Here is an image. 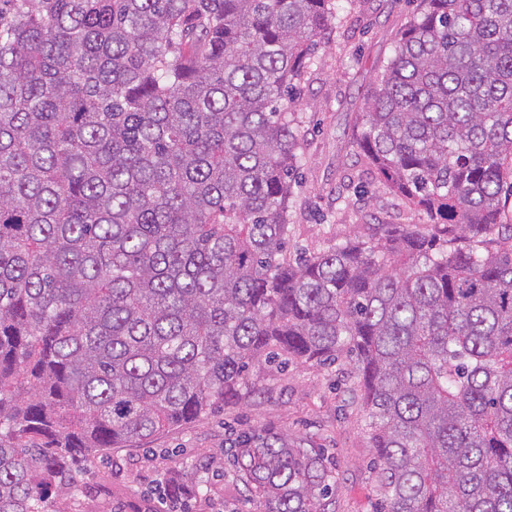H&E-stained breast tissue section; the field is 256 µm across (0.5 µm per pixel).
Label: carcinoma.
<instances>
[{
    "mask_svg": "<svg viewBox=\"0 0 512 512\" xmlns=\"http://www.w3.org/2000/svg\"><path fill=\"white\" fill-rule=\"evenodd\" d=\"M333 0H0V512L78 463L354 362L387 512H512V0H420L351 145L418 224L289 248L293 105ZM331 512L321 448L234 449Z\"/></svg>",
    "mask_w": 512,
    "mask_h": 512,
    "instance_id": "cac0c4a2",
    "label": "carcinoma"
}]
</instances>
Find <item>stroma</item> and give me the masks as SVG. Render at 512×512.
I'll return each instance as SVG.
<instances>
[{
    "label": "stroma",
    "mask_w": 512,
    "mask_h": 512,
    "mask_svg": "<svg viewBox=\"0 0 512 512\" xmlns=\"http://www.w3.org/2000/svg\"><path fill=\"white\" fill-rule=\"evenodd\" d=\"M337 16L320 40L294 109L303 157L290 221L300 243L327 246L330 238L366 234L364 211L408 223L382 186L363 176L348 144L364 98L409 22L415 0H337ZM260 393L177 425L137 448L97 455L76 475L74 496L54 501L55 512H162L172 483L193 489L172 512H251L224 453L244 433L271 430L327 449L336 464L335 512H378L374 450L351 362L293 363L261 370Z\"/></svg>",
    "instance_id": "stroma-1"
}]
</instances>
